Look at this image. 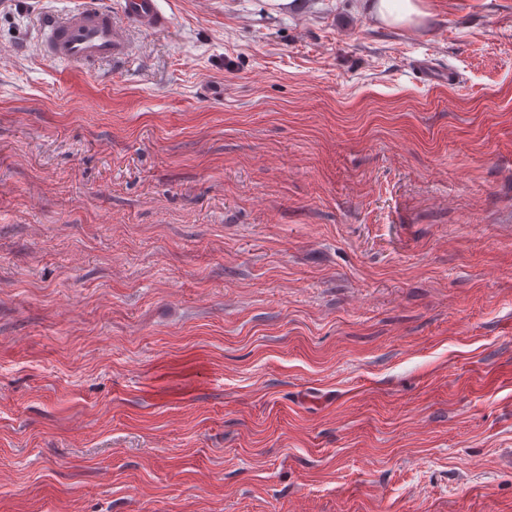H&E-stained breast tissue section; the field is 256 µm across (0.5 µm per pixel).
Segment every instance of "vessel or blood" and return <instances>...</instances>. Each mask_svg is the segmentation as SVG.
Listing matches in <instances>:
<instances>
[{
    "mask_svg": "<svg viewBox=\"0 0 512 512\" xmlns=\"http://www.w3.org/2000/svg\"><path fill=\"white\" fill-rule=\"evenodd\" d=\"M169 24L162 0H120L118 10L99 0L42 17L41 49L47 58L73 66L120 63L131 52V30L159 31Z\"/></svg>",
    "mask_w": 512,
    "mask_h": 512,
    "instance_id": "obj_1",
    "label": "vessel or blood"
}]
</instances>
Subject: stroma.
I'll return each mask as SVG.
<instances>
[{"label": "stroma", "instance_id": "stroma-1", "mask_svg": "<svg viewBox=\"0 0 512 512\" xmlns=\"http://www.w3.org/2000/svg\"><path fill=\"white\" fill-rule=\"evenodd\" d=\"M77 3L0 7V512H512V0ZM163 0H121L119 17L97 0L42 17L41 49L52 61L73 66L120 63L131 52L130 32L159 31L169 24ZM428 0H363L367 16L377 26L417 27L431 17Z\"/></svg>", "mask_w": 512, "mask_h": 512}]
</instances>
